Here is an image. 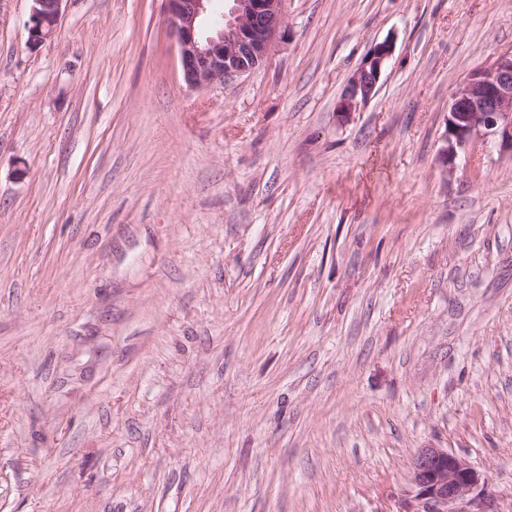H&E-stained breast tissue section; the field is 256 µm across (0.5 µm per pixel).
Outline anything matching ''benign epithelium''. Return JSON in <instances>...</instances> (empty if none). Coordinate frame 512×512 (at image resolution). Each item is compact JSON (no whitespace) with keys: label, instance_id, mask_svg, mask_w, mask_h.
I'll use <instances>...</instances> for the list:
<instances>
[{"label":"benign epithelium","instance_id":"benign-epithelium-1","mask_svg":"<svg viewBox=\"0 0 512 512\" xmlns=\"http://www.w3.org/2000/svg\"><path fill=\"white\" fill-rule=\"evenodd\" d=\"M27 44L35 48L57 30L64 0H31ZM224 22L203 36L211 0H165L164 22L178 50L183 80L205 90L251 72L268 58L279 37L284 0H230ZM393 54L385 39L371 46L349 77L336 106L346 122L375 95ZM440 161L453 171L459 153L490 145L512 156V49L498 53L455 90L448 108ZM487 477L446 448L419 450L410 471L413 512H485L472 505L482 499Z\"/></svg>","mask_w":512,"mask_h":512}]
</instances>
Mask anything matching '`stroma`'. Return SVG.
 Segmentation results:
<instances>
[{"label": "stroma", "mask_w": 512, "mask_h": 512, "mask_svg": "<svg viewBox=\"0 0 512 512\" xmlns=\"http://www.w3.org/2000/svg\"><path fill=\"white\" fill-rule=\"evenodd\" d=\"M0 0V512H512V157L438 163L512 0H285L193 91L164 0ZM394 54L347 122L372 44ZM31 2L27 44L34 48L52 38L56 33L64 0H31ZM393 54V42L385 39L374 43L349 77L336 106L341 122H346L359 112L375 95L382 73ZM409 481V493L418 505L414 512H487L470 508L485 496L487 477L448 449H420Z\"/></svg>", "instance_id": "stroma-1"}]
</instances>
